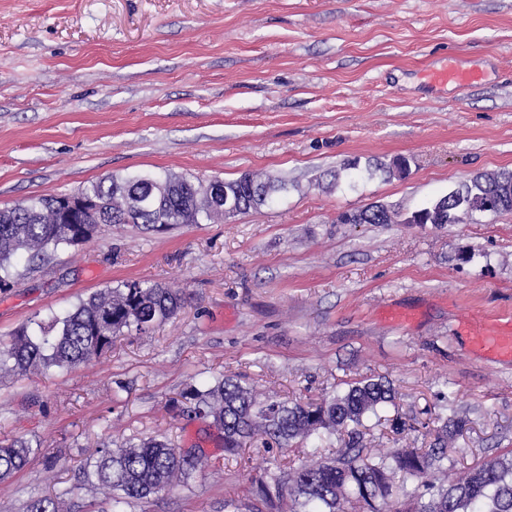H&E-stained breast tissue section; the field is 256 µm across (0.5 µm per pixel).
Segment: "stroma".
Masks as SVG:
<instances>
[{
  "label": "stroma",
  "mask_w": 512,
  "mask_h": 512,
  "mask_svg": "<svg viewBox=\"0 0 512 512\" xmlns=\"http://www.w3.org/2000/svg\"><path fill=\"white\" fill-rule=\"evenodd\" d=\"M461 60L483 78L428 94ZM406 156L405 176L334 180L344 164ZM168 170L286 181L273 204L164 232L103 228L0 290V344L122 281L180 289L147 333L71 370L0 376V442L31 444L0 480V512L58 498L102 502L83 467L98 448L156 438L209 466L123 512H280L256 478L337 441L224 453L183 391L224 375L263 399L327 397L384 376L393 404L364 422L367 447L425 448L390 421L456 412L468 426L455 473L512 452V360L476 349L461 324L512 320V213L455 224H342L381 204L406 215L480 173L512 170V0H0V207L73 194L108 176ZM411 314L406 324L389 308Z\"/></svg>",
  "instance_id": "1"
}]
</instances>
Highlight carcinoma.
Here are the masks:
<instances>
[{
	"mask_svg": "<svg viewBox=\"0 0 512 512\" xmlns=\"http://www.w3.org/2000/svg\"><path fill=\"white\" fill-rule=\"evenodd\" d=\"M236 202V214L256 210L285 189V182L245 173L224 182ZM78 195L100 203L101 224H84L77 211L67 214L53 206L55 195H43L14 207L0 208V288L12 285L14 260L28 264L45 260L61 247L86 243L104 224H143L156 230L173 224H200L210 219L200 186L172 172H141L125 178L94 182ZM492 196L489 206L471 214L512 212V170L466 180L430 205L416 211L426 224L448 223V212H465L471 200ZM344 224H393L395 213L372 205L340 216ZM179 290L158 283L122 281L96 292L47 325L21 327L11 343L0 347V373L76 368L112 350L124 332H144L177 314ZM188 411L207 416L224 431V452L237 454L258 435L283 447L313 435L338 436L340 448L331 457L305 460L289 469L267 472L258 492L271 501L289 502V512H512V453L466 468L446 485L431 480L446 473L448 452L468 420L436 415L434 440L420 450L384 453L363 444L360 427L370 415L395 399L392 383L367 377L348 384L342 393L319 403L261 401L250 388L232 378H217L186 396ZM32 448L26 441L0 445V480L22 470ZM92 474L106 490L112 512L128 499H145L187 480L205 467L204 458L182 454L168 442L151 439L118 449L97 451ZM400 473L414 483L396 487Z\"/></svg>",
	"mask_w": 512,
	"mask_h": 512,
	"instance_id": "cac0c4a2",
	"label": "carcinoma"
}]
</instances>
